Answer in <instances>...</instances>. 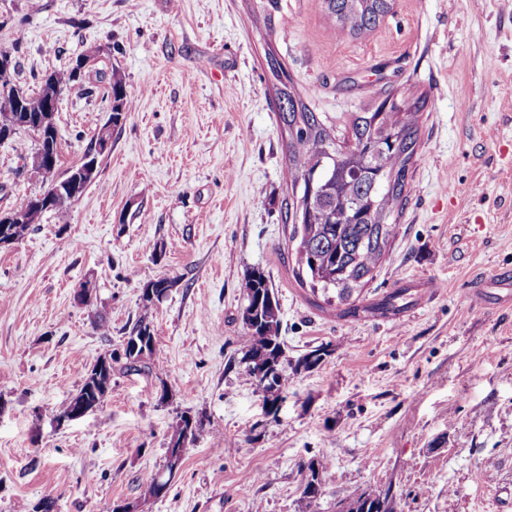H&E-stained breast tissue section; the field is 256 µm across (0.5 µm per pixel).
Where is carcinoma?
Here are the masks:
<instances>
[{
  "instance_id": "obj_1",
  "label": "carcinoma",
  "mask_w": 512,
  "mask_h": 512,
  "mask_svg": "<svg viewBox=\"0 0 512 512\" xmlns=\"http://www.w3.org/2000/svg\"><path fill=\"white\" fill-rule=\"evenodd\" d=\"M392 6L393 0L317 3L333 19V33L351 36L375 29ZM267 63L281 81L277 98L289 105L287 109L279 107V119L288 133L284 178L292 197L285 203V223L292 224L290 241L296 243V278L312 293L322 292L326 303L348 305L345 312L352 315L361 310L381 315L396 310L399 293L363 309L348 301L374 279L395 237V220L407 198L409 165L424 101L400 99L395 106L385 98L372 112H353L344 122L328 126L282 81L285 71L270 52ZM103 99L112 103V121L121 126L134 101L124 91L118 74H112V85ZM17 111L12 99L0 96V125L12 124ZM241 288L246 300L242 318L248 330L241 363L273 409L288 392L291 378L283 366L279 302L261 271L248 274ZM156 310L155 302L142 300L139 319L129 336L145 333L148 341L155 340L151 325ZM325 355L323 347L308 352L298 359L294 371L315 368ZM328 468L326 459L310 460L305 486ZM344 503L351 506L349 512H399L390 488L374 498L362 491Z\"/></svg>"
}]
</instances>
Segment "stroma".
<instances>
[{
  "label": "stroma",
  "instance_id": "35a3bbf8",
  "mask_svg": "<svg viewBox=\"0 0 512 512\" xmlns=\"http://www.w3.org/2000/svg\"><path fill=\"white\" fill-rule=\"evenodd\" d=\"M331 28L317 0H0V48L27 89L105 49L59 101L57 175L107 121L112 74L136 101L96 181L0 249V512L46 496L54 512H301L318 458L316 512L388 488L402 512H512V287L498 280L512 271V0H394L370 32ZM269 49L328 123L390 94L425 101L396 236L355 316L294 275ZM42 189L0 144V213ZM255 269L287 360L329 351L273 412L240 362ZM162 278L145 361L163 373L114 371L100 409L57 424ZM396 291L398 311L366 313ZM183 415L200 434L167 495L145 500Z\"/></svg>",
  "mask_w": 512,
  "mask_h": 512
}]
</instances>
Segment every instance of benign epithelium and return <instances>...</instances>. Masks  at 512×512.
Returning a JSON list of instances; mask_svg holds the SVG:
<instances>
[{"label":"benign epithelium","instance_id":"1","mask_svg":"<svg viewBox=\"0 0 512 512\" xmlns=\"http://www.w3.org/2000/svg\"><path fill=\"white\" fill-rule=\"evenodd\" d=\"M13 58L10 51L0 49V96L12 98L18 106L15 123L0 126V143L14 137L15 129L24 127L38 137V148L31 156V165L45 180L43 191L36 196L28 197L11 211L0 215V247L17 243V237L10 229L12 224L32 223L35 211L59 209L66 198L80 197L86 188L98 177V157L110 150L112 142V120L100 127L96 139L95 151L89 153L82 165L69 170L64 176L56 175L55 147L59 139L58 129L53 117L57 99L63 90L58 87L49 75L43 78V89L46 93L45 108L41 112H30L25 108L26 90L10 80Z\"/></svg>","mask_w":512,"mask_h":512}]
</instances>
